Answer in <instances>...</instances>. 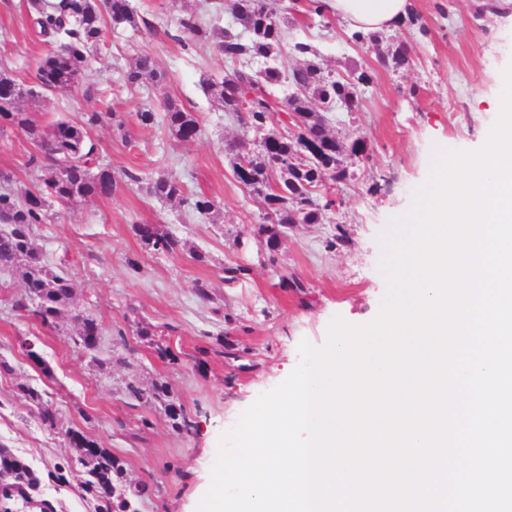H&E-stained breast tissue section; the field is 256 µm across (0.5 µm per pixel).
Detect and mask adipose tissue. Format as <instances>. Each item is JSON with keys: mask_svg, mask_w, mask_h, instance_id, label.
<instances>
[{"mask_svg": "<svg viewBox=\"0 0 512 512\" xmlns=\"http://www.w3.org/2000/svg\"><path fill=\"white\" fill-rule=\"evenodd\" d=\"M328 12L350 29L363 32L390 30L402 24L411 0H325Z\"/></svg>", "mask_w": 512, "mask_h": 512, "instance_id": "obj_1", "label": "adipose tissue"}]
</instances>
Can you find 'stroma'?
Listing matches in <instances>:
<instances>
[{"mask_svg":"<svg viewBox=\"0 0 512 512\" xmlns=\"http://www.w3.org/2000/svg\"><path fill=\"white\" fill-rule=\"evenodd\" d=\"M486 2L412 0L418 23L382 34L383 46L405 44L413 58L395 71L378 64L377 50L350 42L335 18L313 15L299 0L289 39L314 46L335 75L357 68L373 74L355 111L330 115L335 133L364 137L369 151L349 160L348 178L330 189L335 204L324 220L286 230L270 257L257 234L264 221L259 200L233 175L236 153L257 154L259 138L244 135L237 116L214 107L200 85L201 74L220 78L229 66L208 46L175 38L186 13L224 28L230 9H217V0H130L147 27H107L77 83L46 91L36 75L48 47L32 33L27 0H0V70L35 89L21 109L44 126L83 112H117L123 128L105 123L92 132L99 161L138 176L122 178L112 195L53 205L49 221L37 226L35 242L48 264L73 284L59 329L14 311L22 281L15 273L0 276V444L41 479L31 504L13 500V512H97L66 439L71 428L108 448L130 479L145 484L139 512H196L220 436L285 380V367L299 364L301 340L323 345L337 315L357 325L376 317L387 290L378 268L382 235L426 181L437 149H475L483 127L495 121L492 102L512 64V0H499L500 14L477 15ZM140 54L167 74L166 84L125 82ZM169 100L195 112L197 139L178 143L163 122L140 124L139 111L163 113ZM233 141L238 151L228 150ZM29 151L25 136H0V172L15 188L37 185L26 166ZM162 175L181 177L187 196L214 200L217 213L205 218L149 195L147 183ZM137 224L160 225L180 239V250L145 249L133 232ZM228 267L242 270L231 283L221 280ZM200 281L210 284L209 299L198 296ZM76 313L100 324L97 351L75 352ZM142 322L153 325L154 336H138ZM28 341L40 363L27 358ZM160 345L173 360L159 358ZM161 381L185 408L191 432L175 427L162 403L136 397ZM24 384L54 402L58 428L43 424L20 390Z\"/></svg>","mask_w":512,"mask_h":512,"instance_id":"obj_1","label":"stroma"}]
</instances>
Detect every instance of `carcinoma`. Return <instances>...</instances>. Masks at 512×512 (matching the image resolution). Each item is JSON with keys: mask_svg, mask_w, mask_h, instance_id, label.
Masks as SVG:
<instances>
[{"mask_svg": "<svg viewBox=\"0 0 512 512\" xmlns=\"http://www.w3.org/2000/svg\"><path fill=\"white\" fill-rule=\"evenodd\" d=\"M30 19L37 36L49 46L41 61L37 79L41 88L50 90L54 83H64L81 70L93 48L104 38L107 25L140 26L138 14L129 0H30ZM232 11L243 31L253 34L243 40L231 29L207 25L190 13L180 20L181 31L198 43L215 48L224 62L234 68L215 80L200 77L204 92L225 112L240 116L242 124L256 130L264 128L270 139L261 146L256 157H248L249 174L238 181L248 186L261 199L266 214L273 215L261 225L268 253L278 251L285 229L295 224H319L333 199L328 196L329 182L345 176L341 163L346 154L364 150L358 140H343L328 129L326 118L317 105L334 99L356 107L357 89L371 82L366 70H356L348 80H341L320 63L317 50L305 42L293 44L298 56L296 65L284 72L279 57L285 46L286 31L276 20V13L287 8L270 0H234ZM385 68L398 70L411 63L409 50L401 45L378 54ZM131 85L151 83L162 85L167 75L158 69L148 55L134 59L125 72ZM284 88L287 112L304 116L303 130L307 139L326 149L321 162L305 163L297 156L295 134L280 136L268 128L270 120L269 92ZM22 89L17 81L0 72V135L12 129L25 134L34 146L27 166L39 174L41 187L34 194L28 190L0 192V272H20L24 291L13 300V307L25 311L33 320L50 329L59 327V320L70 304L73 287L68 275L50 267L42 251L35 245V226L45 223L47 201L63 205L93 197L109 196L118 184L112 169H93L96 144L91 132L103 122L101 112H83L77 120L61 119L44 130L31 113L18 107ZM164 120L172 138L189 142L201 133L197 115L187 107L170 101ZM149 191L165 200L186 203L200 215L216 209L206 197L190 199L182 179L160 176L150 183ZM145 248L155 252H174L180 240L163 232L156 224L133 225ZM75 336L88 350L98 348L101 330L95 319L76 315ZM151 397L167 403L168 416L185 431L192 427L183 408L173 399L165 383L154 386ZM74 446L80 452L84 467L83 484L104 502L106 512H138L136 501L144 488L125 477L121 462L100 444L76 432ZM0 482L20 487L35 486L39 479L21 459L0 448Z\"/></svg>", "mask_w": 512, "mask_h": 512, "instance_id": "cac0c4a2", "label": "carcinoma"}]
</instances>
